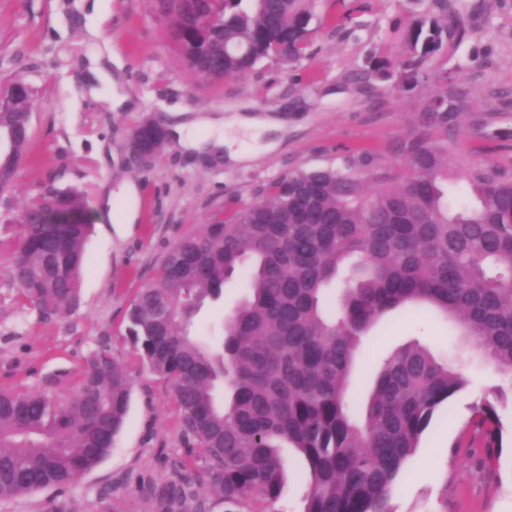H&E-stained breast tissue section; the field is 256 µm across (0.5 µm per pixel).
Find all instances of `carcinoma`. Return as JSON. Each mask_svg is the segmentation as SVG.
<instances>
[{"instance_id": "obj_1", "label": "carcinoma", "mask_w": 512, "mask_h": 512, "mask_svg": "<svg viewBox=\"0 0 512 512\" xmlns=\"http://www.w3.org/2000/svg\"><path fill=\"white\" fill-rule=\"evenodd\" d=\"M193 71L244 76L266 58L307 56L314 0H157ZM469 19L435 0L403 33L395 57L373 52L357 83L393 79L419 95L417 123L388 167L368 151L340 168L290 171L248 204L217 212L177 242L125 311L141 362L170 385L185 457L178 479L151 486L157 512H270L284 487L285 443L305 463L302 512H391V492L434 413L466 384L421 343L384 358L364 404L347 392L363 336L388 313L427 305L454 320L512 380V178L491 163L459 165L470 200L448 195V149L469 90L427 65L468 35ZM0 85V209L30 160L37 91ZM33 183L19 227L5 229V282L19 308L51 322L80 304L92 229L85 192ZM240 277L246 294L203 338L196 319ZM131 381L106 343L70 393L0 387V501L66 486L112 447ZM476 425L496 437L485 401Z\"/></svg>"}]
</instances>
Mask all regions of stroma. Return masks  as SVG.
Listing matches in <instances>:
<instances>
[{
    "label": "stroma",
    "mask_w": 512,
    "mask_h": 512,
    "mask_svg": "<svg viewBox=\"0 0 512 512\" xmlns=\"http://www.w3.org/2000/svg\"><path fill=\"white\" fill-rule=\"evenodd\" d=\"M430 0H317L306 59L264 60L243 76L208 80L188 68L172 38V19L155 0H0V79L19 76L38 91L31 164L17 175L16 206L36 175L61 173L82 188L93 223L86 241L81 305L55 322L22 315L0 276V386L53 380L69 391L73 375L109 332L112 355L132 381L128 412L109 452L66 489L47 487L0 502V512H156L152 482L175 477L184 445L164 378L144 368L126 334L130 298L178 240L202 233L212 214L295 169L340 167L372 152L384 164L415 121L418 90L377 81L351 83L375 48L388 47ZM474 15L469 36L448 57L449 73L468 87L452 158L490 161L512 175V0H454ZM359 26L343 23L345 14ZM274 115L278 145L235 138L253 160L206 162L198 149L171 143L151 168L128 159L130 123L153 112ZM112 189L111 213L101 199ZM135 208L133 231L118 236L111 215ZM420 341L462 368L467 385L433 416L390 499L392 512H512V384L475 356L459 328L428 311L385 318L360 349L349 387L364 400L378 362ZM497 405L500 443L488 444L474 408Z\"/></svg>",
    "instance_id": "obj_1"
}]
</instances>
